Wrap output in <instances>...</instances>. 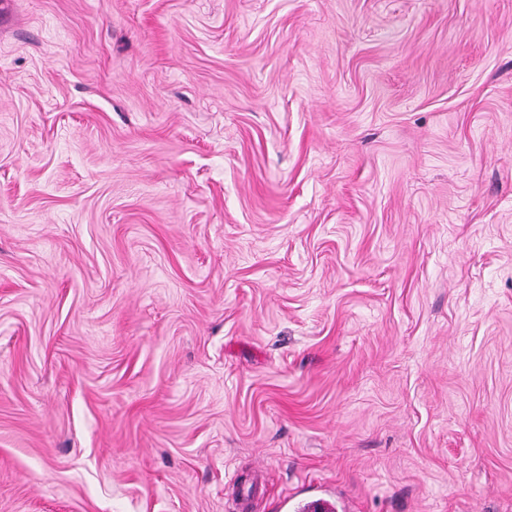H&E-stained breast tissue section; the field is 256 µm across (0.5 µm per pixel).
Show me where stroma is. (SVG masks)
<instances>
[{
    "instance_id": "stroma-1",
    "label": "stroma",
    "mask_w": 512,
    "mask_h": 512,
    "mask_svg": "<svg viewBox=\"0 0 512 512\" xmlns=\"http://www.w3.org/2000/svg\"><path fill=\"white\" fill-rule=\"evenodd\" d=\"M512 512V0H8L0 512Z\"/></svg>"
}]
</instances>
